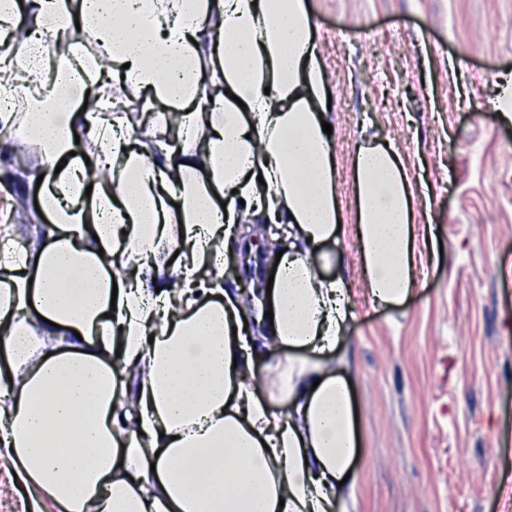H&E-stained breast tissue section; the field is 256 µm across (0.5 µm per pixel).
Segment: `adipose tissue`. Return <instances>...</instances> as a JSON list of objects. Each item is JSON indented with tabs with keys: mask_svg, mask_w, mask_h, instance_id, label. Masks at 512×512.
Instances as JSON below:
<instances>
[{
	"mask_svg": "<svg viewBox=\"0 0 512 512\" xmlns=\"http://www.w3.org/2000/svg\"><path fill=\"white\" fill-rule=\"evenodd\" d=\"M30 30L63 39L55 76L0 0V123L39 159L41 243L0 225V454L60 512H334L361 446L334 352L353 317L343 276L319 270L353 239L372 303L409 295L410 174L384 136L353 156L343 229L327 79L304 0H29ZM170 109L144 133L113 88ZM94 98L85 107L86 98ZM88 140L75 158L76 138ZM283 229L270 296L246 327L224 253L243 219ZM179 253L159 266L160 253ZM289 353L274 412L251 344ZM139 369L140 393L128 382Z\"/></svg>",
	"mask_w": 512,
	"mask_h": 512,
	"instance_id": "1",
	"label": "adipose tissue"
}]
</instances>
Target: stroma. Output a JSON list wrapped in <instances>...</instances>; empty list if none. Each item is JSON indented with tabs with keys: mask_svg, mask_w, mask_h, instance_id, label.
Here are the masks:
<instances>
[{
	"mask_svg": "<svg viewBox=\"0 0 512 512\" xmlns=\"http://www.w3.org/2000/svg\"><path fill=\"white\" fill-rule=\"evenodd\" d=\"M328 78L340 201L353 223L352 155L394 142L416 212L442 251L400 305L370 302L355 246L356 317L319 362L340 363L362 447L349 512H512V0H306ZM0 512H58L0 457Z\"/></svg>",
	"mask_w": 512,
	"mask_h": 512,
	"instance_id": "35a3bbf8",
	"label": "stroma"
}]
</instances>
